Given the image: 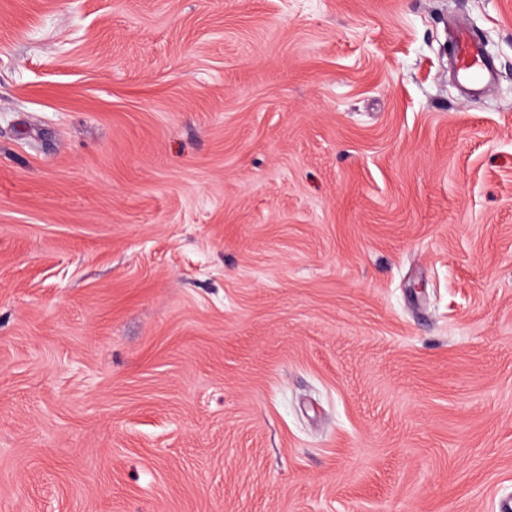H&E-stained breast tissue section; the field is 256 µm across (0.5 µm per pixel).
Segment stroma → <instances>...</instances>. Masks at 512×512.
Wrapping results in <instances>:
<instances>
[{"mask_svg":"<svg viewBox=\"0 0 512 512\" xmlns=\"http://www.w3.org/2000/svg\"><path fill=\"white\" fill-rule=\"evenodd\" d=\"M507 499L512 0H0V512ZM458 58L457 79L466 87H475L492 74L482 44L466 29L458 28L453 36Z\"/></svg>","mask_w":512,"mask_h":512,"instance_id":"1","label":"stroma"}]
</instances>
